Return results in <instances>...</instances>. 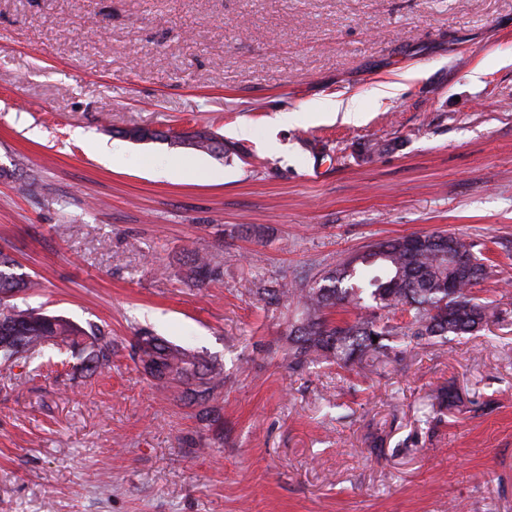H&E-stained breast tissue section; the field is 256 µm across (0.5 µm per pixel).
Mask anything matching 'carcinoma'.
<instances>
[{"label":"carcinoma","mask_w":512,"mask_h":512,"mask_svg":"<svg viewBox=\"0 0 512 512\" xmlns=\"http://www.w3.org/2000/svg\"><path fill=\"white\" fill-rule=\"evenodd\" d=\"M194 138L208 142L207 152L224 155V140L207 130ZM477 243L433 231L375 243L342 263L313 286L292 281L265 294L298 309L290 324L286 358L298 373L326 361L341 369L364 370L382 359L405 360L411 345L473 335L496 317L494 301L474 295L473 287L497 277L479 256ZM11 255L0 248V360L33 359L52 346L77 354L80 368L102 374L112 367V339L97 325L85 329L42 308H22L16 293L36 282L12 272ZM214 257L196 252L195 279L216 274ZM360 310L353 320L331 319L337 308ZM131 357L144 375L164 389H180L179 399L210 418L224 390V373L204 355L145 333L135 337Z\"/></svg>","instance_id":"obj_1"}]
</instances>
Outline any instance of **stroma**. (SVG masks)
<instances>
[{"instance_id":"stroma-1","label":"stroma","mask_w":512,"mask_h":512,"mask_svg":"<svg viewBox=\"0 0 512 512\" xmlns=\"http://www.w3.org/2000/svg\"><path fill=\"white\" fill-rule=\"evenodd\" d=\"M443 230L497 265L486 330L289 373L258 289ZM0 246L18 305L116 350L0 365V512H512V0H0ZM145 332L223 368L217 421L136 369Z\"/></svg>"}]
</instances>
